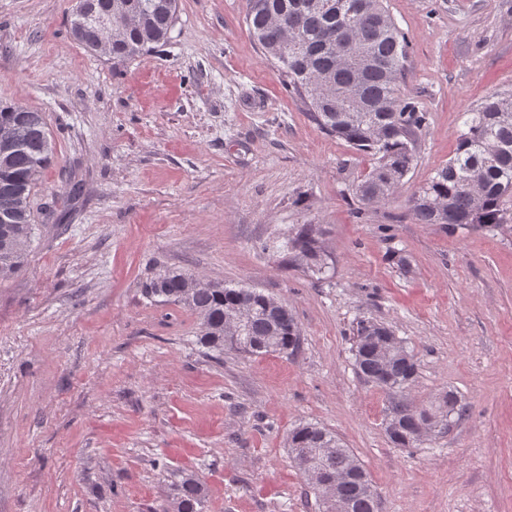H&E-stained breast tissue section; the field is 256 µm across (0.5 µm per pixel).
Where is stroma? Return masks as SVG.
Returning a JSON list of instances; mask_svg holds the SVG:
<instances>
[{
    "label": "stroma",
    "instance_id": "35a3bbf8",
    "mask_svg": "<svg viewBox=\"0 0 512 512\" xmlns=\"http://www.w3.org/2000/svg\"><path fill=\"white\" fill-rule=\"evenodd\" d=\"M385 5L428 125L395 194L364 206L375 157L283 89L246 0H178L161 50L120 63L73 38L72 0H0V103L43 113L55 147L27 261L0 280V512H163L180 471L206 512H318L287 451L302 423L351 448L377 512H512V223L452 231L409 209L463 112L512 92V0ZM304 224L319 276L286 251ZM162 270L280 299L299 351L212 359L191 312L143 295ZM363 320L415 355L416 407L467 402L449 431L389 440L388 396L354 363Z\"/></svg>",
    "mask_w": 512,
    "mask_h": 512
}]
</instances>
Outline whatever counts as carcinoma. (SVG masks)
<instances>
[{
    "instance_id": "carcinoma-1",
    "label": "carcinoma",
    "mask_w": 512,
    "mask_h": 512,
    "mask_svg": "<svg viewBox=\"0 0 512 512\" xmlns=\"http://www.w3.org/2000/svg\"><path fill=\"white\" fill-rule=\"evenodd\" d=\"M124 13L112 15V61H126L153 52L168 40L178 0H122ZM245 23L264 56L277 70L285 91L299 96L326 132L358 151L377 156L376 164L356 187L365 205L389 199L416 161V142L427 126V113L402 96L399 83L406 73L408 42L383 0H246ZM464 131L456 154L411 200L421 224L448 228H492L509 221L505 197L512 193V93L493 94L463 113ZM11 131L18 148L0 156V279L23 266L35 224L29 202L53 146L40 112L0 104V129ZM306 269H322V251L312 224L300 228L289 242ZM184 274L168 277L162 287L152 278L144 293L190 311L198 321L201 342L217 359L229 349L250 355L296 353L300 330L293 315L269 304L254 288L207 282L184 293ZM247 305L253 312L237 332L225 326L231 309ZM381 323L361 324L355 341L357 373L389 394V418L397 424L391 441L401 447L422 442L415 433L416 407L408 398L391 395L390 384L412 383L415 359L380 362L374 354ZM439 408L462 417L466 405L448 392ZM288 452L302 475L301 460L314 461L315 473L333 477L355 469L357 458L329 430L306 424L288 435ZM166 512H205L206 493L199 478L178 474ZM350 512H376V496L364 494L347 481L333 488Z\"/></svg>"
}]
</instances>
